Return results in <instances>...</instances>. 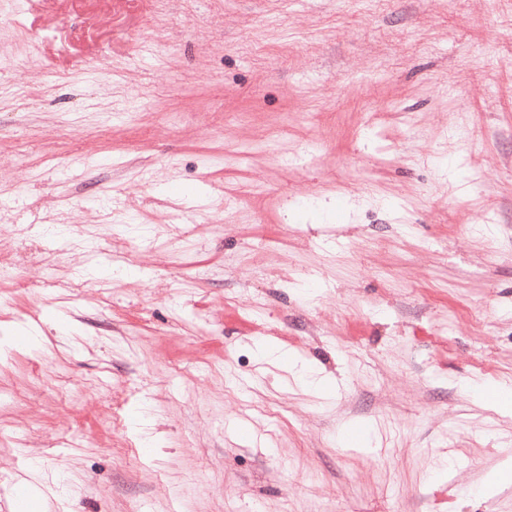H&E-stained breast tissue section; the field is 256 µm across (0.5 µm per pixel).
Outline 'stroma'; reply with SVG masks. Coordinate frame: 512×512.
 Segmentation results:
<instances>
[{
	"label": "stroma",
	"instance_id": "35a3bbf8",
	"mask_svg": "<svg viewBox=\"0 0 512 512\" xmlns=\"http://www.w3.org/2000/svg\"><path fill=\"white\" fill-rule=\"evenodd\" d=\"M0 85V512H512V0H41ZM19 503L24 505L22 510L30 512H44L46 510V497L41 488L34 483L22 481L15 489Z\"/></svg>",
	"mask_w": 512,
	"mask_h": 512
}]
</instances>
